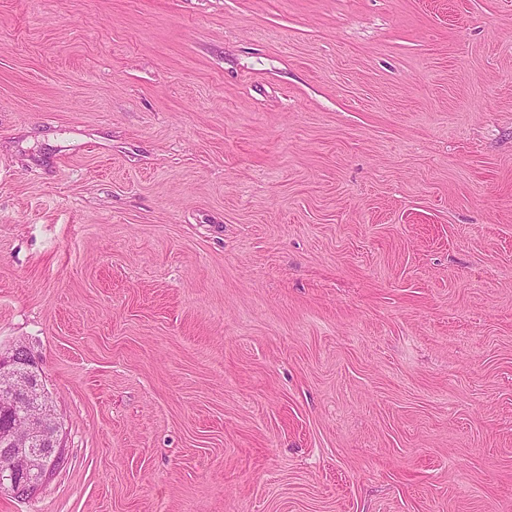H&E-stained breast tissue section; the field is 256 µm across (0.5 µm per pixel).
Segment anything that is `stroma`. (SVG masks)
I'll list each match as a JSON object with an SVG mask.
<instances>
[{"mask_svg": "<svg viewBox=\"0 0 512 512\" xmlns=\"http://www.w3.org/2000/svg\"><path fill=\"white\" fill-rule=\"evenodd\" d=\"M0 512H512V0H0ZM39 372L26 348L0 353V413L10 417L0 433V491L14 497L32 496L61 454L59 422Z\"/></svg>", "mask_w": 512, "mask_h": 512, "instance_id": "obj_1", "label": "stroma"}]
</instances>
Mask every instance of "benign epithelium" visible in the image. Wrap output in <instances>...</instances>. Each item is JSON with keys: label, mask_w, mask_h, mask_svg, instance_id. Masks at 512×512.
<instances>
[{"label": "benign epithelium", "mask_w": 512, "mask_h": 512, "mask_svg": "<svg viewBox=\"0 0 512 512\" xmlns=\"http://www.w3.org/2000/svg\"><path fill=\"white\" fill-rule=\"evenodd\" d=\"M0 375V413L10 417L0 432V491L30 497L57 465L60 426L27 349L0 353Z\"/></svg>", "instance_id": "7a95c632"}]
</instances>
